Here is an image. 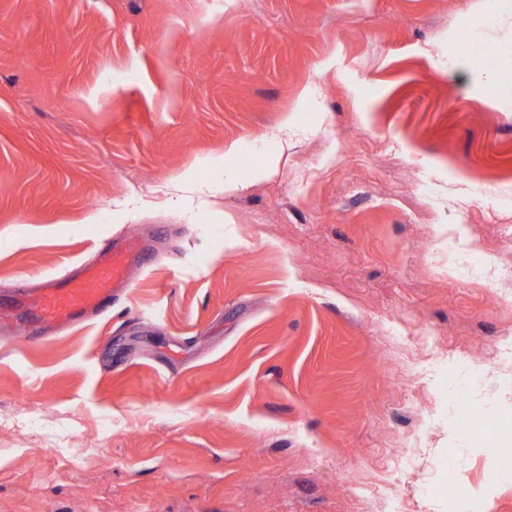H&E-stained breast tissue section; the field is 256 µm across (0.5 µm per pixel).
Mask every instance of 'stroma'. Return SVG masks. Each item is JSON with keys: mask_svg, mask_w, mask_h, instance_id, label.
Returning <instances> with one entry per match:
<instances>
[{"mask_svg": "<svg viewBox=\"0 0 512 512\" xmlns=\"http://www.w3.org/2000/svg\"><path fill=\"white\" fill-rule=\"evenodd\" d=\"M133 237L0 512H512V0H0V302Z\"/></svg>", "mask_w": 512, "mask_h": 512, "instance_id": "stroma-1", "label": "stroma"}]
</instances>
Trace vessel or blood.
<instances>
[{"mask_svg":"<svg viewBox=\"0 0 512 512\" xmlns=\"http://www.w3.org/2000/svg\"><path fill=\"white\" fill-rule=\"evenodd\" d=\"M149 262L142 244L134 239L104 249L80 276L44 279L31 302V311L39 321L61 327L109 314L113 296L130 285V269L148 266Z\"/></svg>","mask_w":512,"mask_h":512,"instance_id":"obj_1","label":"vessel or blood"}]
</instances>
